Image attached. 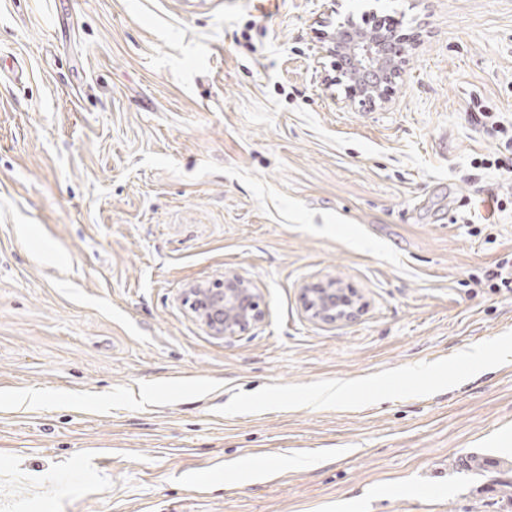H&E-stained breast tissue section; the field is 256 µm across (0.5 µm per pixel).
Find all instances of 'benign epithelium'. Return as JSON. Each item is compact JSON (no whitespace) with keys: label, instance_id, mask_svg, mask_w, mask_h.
Returning <instances> with one entry per match:
<instances>
[{"label":"benign epithelium","instance_id":"1","mask_svg":"<svg viewBox=\"0 0 512 512\" xmlns=\"http://www.w3.org/2000/svg\"><path fill=\"white\" fill-rule=\"evenodd\" d=\"M325 54L336 57L335 82H347V100L373 107L383 100L385 86L399 77L401 43L389 33H374L369 41L349 21H336L327 35ZM306 310L317 320L340 321L352 318L354 296L334 282L315 284L303 291ZM184 302L217 336L234 337L263 315L260 296L252 284L238 275L224 278L218 286L190 284Z\"/></svg>","mask_w":512,"mask_h":512}]
</instances>
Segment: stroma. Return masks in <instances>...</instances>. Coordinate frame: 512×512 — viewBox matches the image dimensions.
I'll use <instances>...</instances> for the list:
<instances>
[{
  "label": "stroma",
  "mask_w": 512,
  "mask_h": 512,
  "mask_svg": "<svg viewBox=\"0 0 512 512\" xmlns=\"http://www.w3.org/2000/svg\"><path fill=\"white\" fill-rule=\"evenodd\" d=\"M334 7L408 32L377 108L326 81ZM476 99L512 119V0H0V512H507L459 467L512 462ZM228 272L233 338L183 303ZM330 280L352 319L305 311ZM184 302L217 336L234 337L263 315L260 296L252 284L238 275L224 278L218 286L190 284Z\"/></svg>",
  "instance_id": "35a3bbf8"
}]
</instances>
